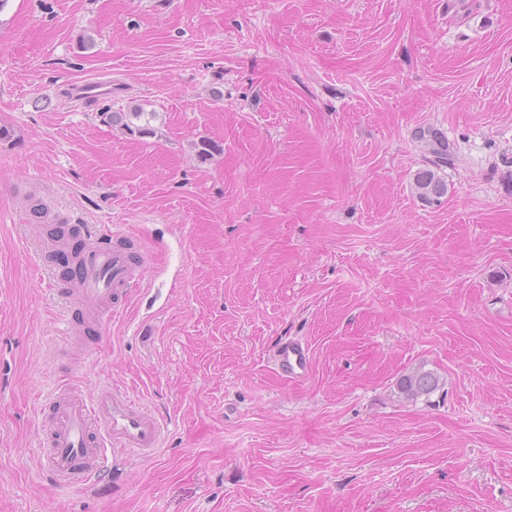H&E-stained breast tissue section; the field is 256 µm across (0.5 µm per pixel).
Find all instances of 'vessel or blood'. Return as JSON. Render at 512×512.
Returning a JSON list of instances; mask_svg holds the SVG:
<instances>
[{
    "mask_svg": "<svg viewBox=\"0 0 512 512\" xmlns=\"http://www.w3.org/2000/svg\"><path fill=\"white\" fill-rule=\"evenodd\" d=\"M85 251L74 258L76 288L71 300L88 327L101 329L139 283L132 251L103 237L92 224L77 227ZM271 361L285 380H306L311 371L308 345L295 338L281 340ZM53 412L43 452L45 469L63 486L90 487L112 472L113 452L154 455L165 442L166 426L147 405L133 402L111 386L87 393L80 385L55 386L48 397Z\"/></svg>",
    "mask_w": 512,
    "mask_h": 512,
    "instance_id": "1",
    "label": "vessel or blood"
}]
</instances>
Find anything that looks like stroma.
Here are the masks:
<instances>
[{
  "label": "stroma",
  "mask_w": 512,
  "mask_h": 512,
  "mask_svg": "<svg viewBox=\"0 0 512 512\" xmlns=\"http://www.w3.org/2000/svg\"><path fill=\"white\" fill-rule=\"evenodd\" d=\"M132 102L150 134L104 113ZM1 128L0 512H512V0H9ZM33 199L148 252L79 363ZM416 367L442 386L407 401ZM65 372L164 447L56 489L29 397ZM106 90H112V86L101 81H81L70 84L67 91L78 101H85L98 97ZM415 188L425 200L440 198L448 193V185L439 178L432 168L419 171L415 177ZM271 361L275 371L290 382H301L310 375V349L296 338L281 340L272 350Z\"/></svg>",
  "instance_id": "1"
}]
</instances>
